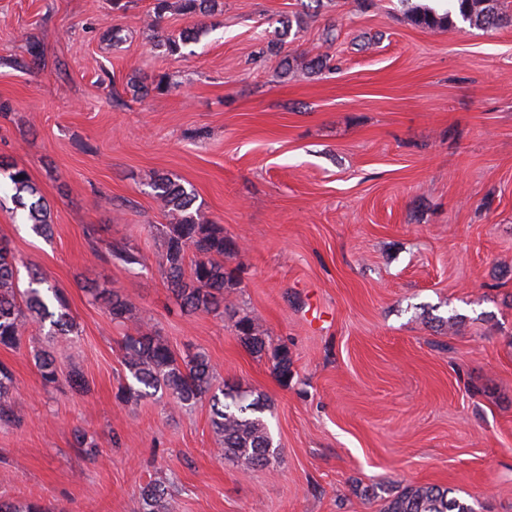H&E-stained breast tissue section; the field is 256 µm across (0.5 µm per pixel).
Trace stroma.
Wrapping results in <instances>:
<instances>
[{
  "instance_id": "stroma-1",
  "label": "stroma",
  "mask_w": 512,
  "mask_h": 512,
  "mask_svg": "<svg viewBox=\"0 0 512 512\" xmlns=\"http://www.w3.org/2000/svg\"><path fill=\"white\" fill-rule=\"evenodd\" d=\"M437 3L218 0L209 35L169 55L159 35L195 20L172 9L152 28L154 0H0V160L28 172L52 224L35 233L1 175L0 238L20 286L41 273L76 324L0 347L22 416L0 424V497L138 512L160 480L175 512H382L376 486L436 484L512 512V23H411ZM317 56L330 69L312 73ZM159 174L237 246L223 315L182 313L167 288ZM91 285L135 319L114 322ZM245 316L287 347V381L240 343ZM145 322L264 400L277 462L216 459L209 399L118 401L121 342ZM35 363L45 387H51L58 383L59 372L54 358L47 350H42L36 354Z\"/></svg>"
}]
</instances>
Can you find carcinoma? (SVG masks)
Here are the masks:
<instances>
[{
  "label": "carcinoma",
  "mask_w": 512,
  "mask_h": 512,
  "mask_svg": "<svg viewBox=\"0 0 512 512\" xmlns=\"http://www.w3.org/2000/svg\"><path fill=\"white\" fill-rule=\"evenodd\" d=\"M456 11L442 14L428 7L412 11L411 22L425 30H453L456 18L479 29H496L505 14L500 0H455ZM216 0H179L178 9L185 15L207 17L214 13ZM212 26L199 22L173 38L161 37L155 47L168 54L181 53L182 48L197 45L208 36ZM13 185V200L27 211V220L40 235L51 233L50 210L37 186L23 168L4 170ZM152 192L161 210L172 222L161 225L159 233L165 242L161 263L162 274L176 304L184 313L223 314L224 288L229 273L224 267V255L233 243L224 237V226L203 222L193 209L194 191L172 177L162 174L153 179ZM109 254L124 265L141 264L140 256L125 246L109 245ZM194 255L190 268H185L188 255ZM19 260L10 248L0 242V346L20 347L22 337L31 323H50L51 331L75 329L69 315L65 295L50 289L48 299L38 285L44 283L40 273H32L34 286L21 290L16 278ZM112 319L124 321L134 315L132 305L116 292L107 293ZM243 346L258 356L271 353L273 367L279 379L288 382V351L269 349L266 337L257 332L253 320L243 317L235 322ZM123 359L133 382L123 385L117 398L125 403L162 394L174 406L191 405L210 396L212 426L218 436L217 457L232 463L264 467L279 458V449L261 417L266 404L260 398H250L248 392L224 386L222 396L209 395L218 372L204 352L177 354L152 328L145 326L123 344ZM42 383L46 387L59 381L54 358L42 350L35 356ZM13 377L9 368L0 364V422H18L20 410L12 397ZM140 512H173V498L166 485L150 483L141 491ZM384 512H476L473 505L449 496V490L437 485L409 484L386 501Z\"/></svg>",
  "instance_id": "1"
}]
</instances>
